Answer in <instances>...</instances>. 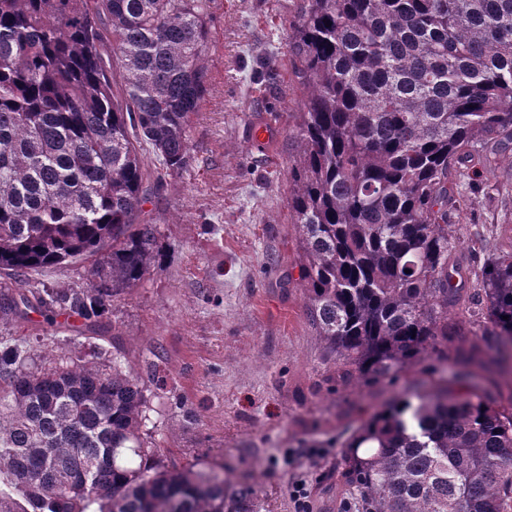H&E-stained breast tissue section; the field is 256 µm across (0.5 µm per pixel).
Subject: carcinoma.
<instances>
[{"instance_id":"cac0c4a2","label":"carcinoma","mask_w":512,"mask_h":512,"mask_svg":"<svg viewBox=\"0 0 512 512\" xmlns=\"http://www.w3.org/2000/svg\"><path fill=\"white\" fill-rule=\"evenodd\" d=\"M209 0H0V271L89 260L80 288L0 284V512H253L224 466L179 469L150 446L149 382L103 346L34 348L9 326L81 320L162 268L140 144L183 170L206 94ZM302 158L288 208L303 245L308 319L354 386L433 359L342 450L360 512H512V413L448 389V315L465 287L448 263L451 171L483 185L476 147L512 153V0H305ZM122 73L114 98L111 66ZM477 302L512 360V251Z\"/></svg>"}]
</instances>
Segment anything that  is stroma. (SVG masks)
<instances>
[{
  "label": "stroma",
  "instance_id": "obj_1",
  "mask_svg": "<svg viewBox=\"0 0 512 512\" xmlns=\"http://www.w3.org/2000/svg\"><path fill=\"white\" fill-rule=\"evenodd\" d=\"M303 0H210L205 102L192 157L159 176L150 164L143 217L157 224L162 270L115 302L108 324L134 365L154 361L152 442L181 467L219 463L229 488L250 487L255 512H297L291 483L310 488L309 512H343L342 446L360 420L403 387L429 380L428 363L394 383L340 385L306 314L302 246L288 209L294 137L304 110L302 63L289 34ZM451 262L466 298L454 319L457 356L492 344L468 300L483 264L512 245V163L484 190L452 173Z\"/></svg>",
  "mask_w": 512,
  "mask_h": 512
}]
</instances>
